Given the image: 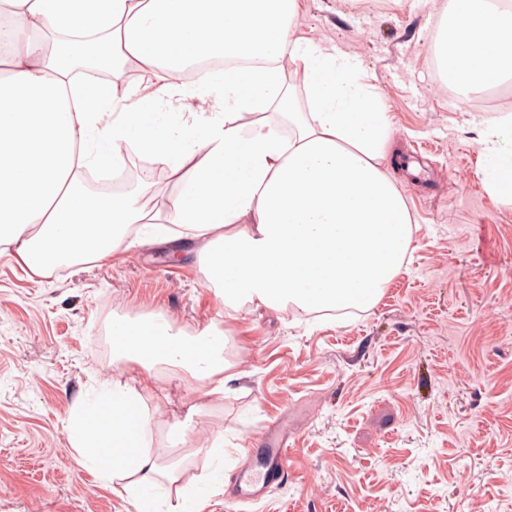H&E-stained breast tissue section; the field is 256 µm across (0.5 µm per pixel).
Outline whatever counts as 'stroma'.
Here are the masks:
<instances>
[{
    "label": "stroma",
    "mask_w": 512,
    "mask_h": 512,
    "mask_svg": "<svg viewBox=\"0 0 512 512\" xmlns=\"http://www.w3.org/2000/svg\"><path fill=\"white\" fill-rule=\"evenodd\" d=\"M295 38L357 58L391 124L387 172L413 240L367 310L242 307L229 314L196 253L120 246L106 263L39 275L0 250V512H134L126 481L77 463L66 428L79 398L112 377L113 315L161 313L188 334L214 325L239 373L224 398L170 371L135 386L176 484L250 464L268 421L288 430L286 484L240 512H512V204L482 180L486 120L512 152V81L459 111L429 63L448 0H299Z\"/></svg>",
    "instance_id": "stroma-1"
}]
</instances>
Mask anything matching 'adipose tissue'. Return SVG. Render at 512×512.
<instances>
[{"instance_id": "ef3b65f1", "label": "adipose tissue", "mask_w": 512, "mask_h": 512, "mask_svg": "<svg viewBox=\"0 0 512 512\" xmlns=\"http://www.w3.org/2000/svg\"><path fill=\"white\" fill-rule=\"evenodd\" d=\"M10 48L0 78V247L42 274L104 263L140 223L139 193L100 198L82 169L123 167L125 151L147 154L176 180L161 204L175 234L144 242L191 243L207 283L236 311L250 304L333 313L373 307L412 243L406 203L386 171L391 126L378 97L359 82L353 57L292 37L298 0H0ZM291 54L307 87V111L285 89L277 62ZM450 85L476 90L512 76V0H450L430 50ZM157 91L120 84L127 63ZM195 77L183 80L188 67ZM210 101L176 112L173 97ZM277 106L295 131L243 114ZM487 122L486 184L501 190L512 157ZM116 362L158 367L223 397L236 374L224 361L223 330L189 335L161 315L113 316ZM141 395L120 378L81 398L68 418L79 465L101 482L139 473L135 512H199L224 487L209 474L177 500L159 495L176 478L147 441L150 418L130 413Z\"/></svg>"}]
</instances>
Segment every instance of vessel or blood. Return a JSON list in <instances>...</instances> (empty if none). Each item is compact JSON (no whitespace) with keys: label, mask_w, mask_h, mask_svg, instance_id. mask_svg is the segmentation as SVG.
I'll list each match as a JSON object with an SVG mask.
<instances>
[{"label":"vessel or blood","mask_w":512,"mask_h":512,"mask_svg":"<svg viewBox=\"0 0 512 512\" xmlns=\"http://www.w3.org/2000/svg\"><path fill=\"white\" fill-rule=\"evenodd\" d=\"M257 438L264 443L267 453L250 468L238 472L233 491L225 497V512H237L239 504L261 500L288 477L290 450L281 424L268 423Z\"/></svg>","instance_id":"b4317fda"}]
</instances>
